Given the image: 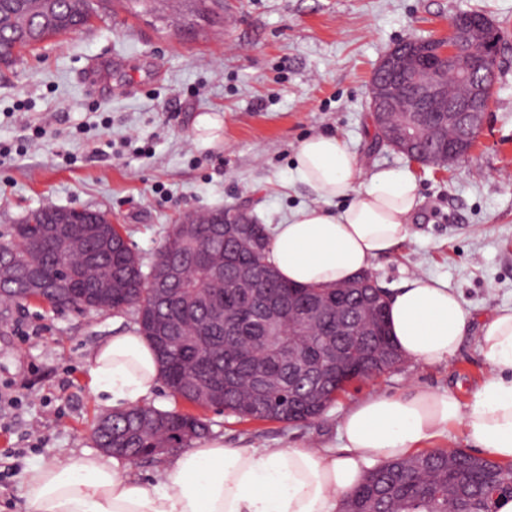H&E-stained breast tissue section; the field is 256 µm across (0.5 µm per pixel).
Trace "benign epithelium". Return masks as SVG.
<instances>
[{
	"instance_id": "obj_1",
	"label": "benign epithelium",
	"mask_w": 512,
	"mask_h": 512,
	"mask_svg": "<svg viewBox=\"0 0 512 512\" xmlns=\"http://www.w3.org/2000/svg\"><path fill=\"white\" fill-rule=\"evenodd\" d=\"M495 26L480 13L460 14L448 25L445 35L431 39H408L394 47L380 61L378 76L368 86L369 108L378 133V140L402 153H409L418 141L420 112H436L445 120V126L436 128V140L445 149L444 163L463 158L472 148L466 143H453L446 139V129L461 128L469 139H476L482 129L488 106V98L495 81V69L499 46L490 38ZM453 73L468 84L467 94L460 99L448 98L444 75ZM68 209L56 211L46 227V235L64 240L73 234L66 219ZM234 225L232 236L237 250L252 249L251 224L254 217L247 210L238 209L233 219L217 220V223ZM178 270L153 271L143 278L142 287L161 289L177 277ZM32 287L28 289L29 302L51 304L56 309H82L76 298L59 300V282L45 277L39 270L29 272ZM366 325L370 322V303L346 309L336 316V331L353 338L351 323Z\"/></svg>"
}]
</instances>
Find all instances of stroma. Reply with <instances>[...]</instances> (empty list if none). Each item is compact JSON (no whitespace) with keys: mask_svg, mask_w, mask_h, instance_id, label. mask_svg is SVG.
Here are the masks:
<instances>
[{"mask_svg":"<svg viewBox=\"0 0 512 512\" xmlns=\"http://www.w3.org/2000/svg\"><path fill=\"white\" fill-rule=\"evenodd\" d=\"M114 15L0 63V242L43 207L109 212L143 261L170 225L191 212L249 205L277 224L310 196L294 179L295 152L316 134L343 139L359 182L385 167L411 172L422 199L412 236L373 267L385 289L423 272L447 281L473 314L471 334L448 364L403 362L356 383L308 423L241 421L207 409L210 435L231 448L338 447L352 402L415 384L469 402L488 372L476 338L485 316L512 307V0H224L217 23L184 27L185 0L164 21ZM485 14L500 34L483 130L459 162L437 170L379 144L367 86L402 39L445 33L457 13ZM101 78L88 85L87 72ZM224 120L207 147L194 123ZM132 313L76 312L0 301V452L24 449L0 484V512H26V470L97 452L88 430L108 409L89 385L88 349Z\"/></svg>","mask_w":512,"mask_h":512,"instance_id":"1","label":"stroma"}]
</instances>
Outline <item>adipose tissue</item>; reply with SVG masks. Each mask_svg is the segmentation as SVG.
<instances>
[{
	"instance_id": "1",
	"label": "adipose tissue",
	"mask_w": 512,
	"mask_h": 512,
	"mask_svg": "<svg viewBox=\"0 0 512 512\" xmlns=\"http://www.w3.org/2000/svg\"><path fill=\"white\" fill-rule=\"evenodd\" d=\"M359 172L340 137L301 142L295 175L318 203L270 230L266 261L281 278L333 287L409 239L421 203L413 177L381 168L359 187ZM340 198L344 209H325ZM388 320L404 360L433 366L456 355L471 315L446 281L415 274L390 296ZM478 342L489 373L470 403L452 390L417 385L399 395L373 393L344 411L339 447L229 448L207 439L165 460L152 481L119 457L74 454L29 468L27 512H339L370 468L408 456L455 424L474 450L512 463V308L493 311ZM87 363L93 393L115 409L149 401L161 382L155 353L134 326L101 340Z\"/></svg>"
}]
</instances>
